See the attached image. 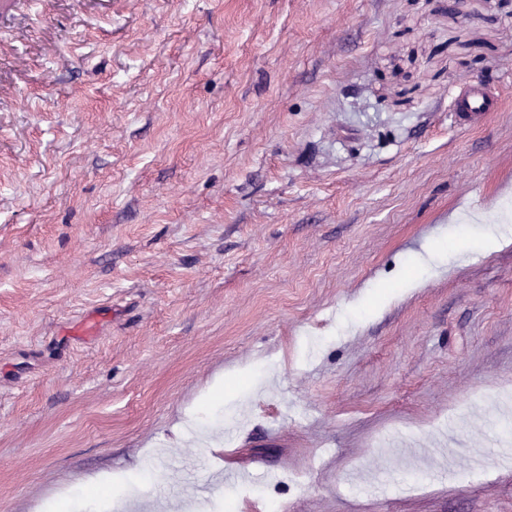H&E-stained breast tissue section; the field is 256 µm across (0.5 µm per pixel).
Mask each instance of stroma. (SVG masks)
I'll return each mask as SVG.
<instances>
[{"mask_svg": "<svg viewBox=\"0 0 512 512\" xmlns=\"http://www.w3.org/2000/svg\"><path fill=\"white\" fill-rule=\"evenodd\" d=\"M508 220L512 0H21L0 507L206 512L222 469L234 512H512V463L414 454L512 420ZM500 108V99L478 83L470 84L451 100V115L461 126L477 125L492 112H499Z\"/></svg>", "mask_w": 512, "mask_h": 512, "instance_id": "35a3bbf8", "label": "stroma"}]
</instances>
